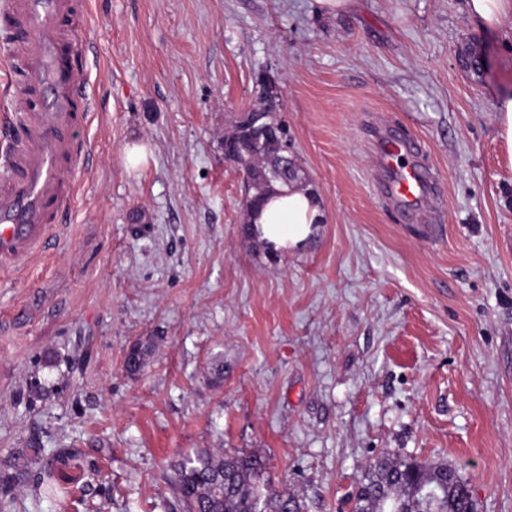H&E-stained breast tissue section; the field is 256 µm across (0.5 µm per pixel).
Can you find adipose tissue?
I'll use <instances>...</instances> for the list:
<instances>
[{"label": "adipose tissue", "instance_id": "adipose-tissue-1", "mask_svg": "<svg viewBox=\"0 0 512 512\" xmlns=\"http://www.w3.org/2000/svg\"><path fill=\"white\" fill-rule=\"evenodd\" d=\"M323 221L320 197L297 182L274 184L263 206L250 216L259 238L282 251L300 247Z\"/></svg>", "mask_w": 512, "mask_h": 512}]
</instances>
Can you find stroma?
<instances>
[{
  "label": "stroma",
  "instance_id": "stroma-1",
  "mask_svg": "<svg viewBox=\"0 0 512 512\" xmlns=\"http://www.w3.org/2000/svg\"><path fill=\"white\" fill-rule=\"evenodd\" d=\"M85 3L95 158L50 250L0 270V460L78 457L61 495L0 512H179L171 462L224 450L265 455L306 512H351L383 451L456 465L478 512H512V27L464 0ZM262 72L325 214L276 255L224 158ZM395 132L436 168L442 224L379 199L369 143ZM499 137L512 155V97L502 99L497 105Z\"/></svg>",
  "mask_w": 512,
  "mask_h": 512
}]
</instances>
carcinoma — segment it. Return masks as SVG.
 I'll return each mask as SVG.
<instances>
[{"instance_id":"obj_1","label":"carcinoma","mask_w":512,"mask_h":512,"mask_svg":"<svg viewBox=\"0 0 512 512\" xmlns=\"http://www.w3.org/2000/svg\"><path fill=\"white\" fill-rule=\"evenodd\" d=\"M257 85L263 108L238 122L224 138V155L248 160L247 182L252 193L247 207L256 208L272 184L297 180L298 165L282 163L287 155L282 108L262 73ZM75 456L72 448H24L0 461V497L29 490L38 497L56 494L55 472ZM169 481L183 512H304L298 496L271 488L266 458L258 454H185L170 466ZM352 512H478L469 481L446 461H418L379 454L369 464L354 497Z\"/></svg>"}]
</instances>
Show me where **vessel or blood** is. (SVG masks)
<instances>
[{"mask_svg":"<svg viewBox=\"0 0 512 512\" xmlns=\"http://www.w3.org/2000/svg\"><path fill=\"white\" fill-rule=\"evenodd\" d=\"M74 0H0L14 21L7 60L28 81L7 89L8 110L20 121L0 143V269L19 271L53 242L75 195L77 177L92 148L81 138L94 109L86 66L92 42L67 27ZM383 179L378 192L403 216L437 205L438 178L406 136H377L372 143Z\"/></svg>","mask_w":512,"mask_h":512,"instance_id":"1","label":"vessel or blood"}]
</instances>
